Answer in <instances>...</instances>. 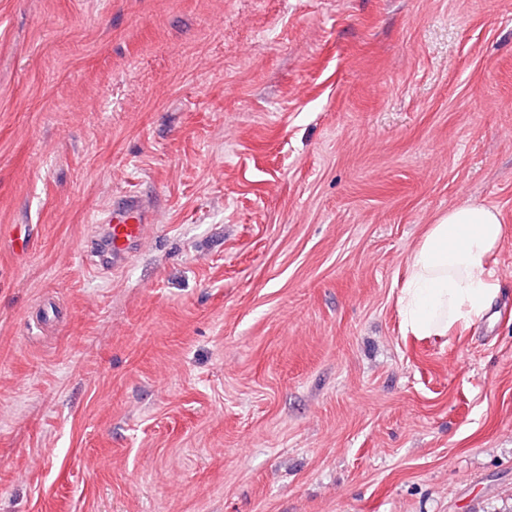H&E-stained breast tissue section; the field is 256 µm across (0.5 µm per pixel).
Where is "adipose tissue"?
I'll return each instance as SVG.
<instances>
[{
    "mask_svg": "<svg viewBox=\"0 0 512 512\" xmlns=\"http://www.w3.org/2000/svg\"><path fill=\"white\" fill-rule=\"evenodd\" d=\"M503 239L500 212L481 204L450 207L412 250L398 296L405 333L447 337L488 312L493 262Z\"/></svg>",
    "mask_w": 512,
    "mask_h": 512,
    "instance_id": "adipose-tissue-1",
    "label": "adipose tissue"
}]
</instances>
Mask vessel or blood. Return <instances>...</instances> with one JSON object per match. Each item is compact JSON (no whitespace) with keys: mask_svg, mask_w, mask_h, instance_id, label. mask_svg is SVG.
<instances>
[{"mask_svg":"<svg viewBox=\"0 0 512 512\" xmlns=\"http://www.w3.org/2000/svg\"><path fill=\"white\" fill-rule=\"evenodd\" d=\"M151 221L152 214L142 196L126 192L103 218L104 228L98 239L102 262L125 263L131 245L143 238Z\"/></svg>","mask_w":512,"mask_h":512,"instance_id":"b4317fda","label":"vessel or blood"}]
</instances>
